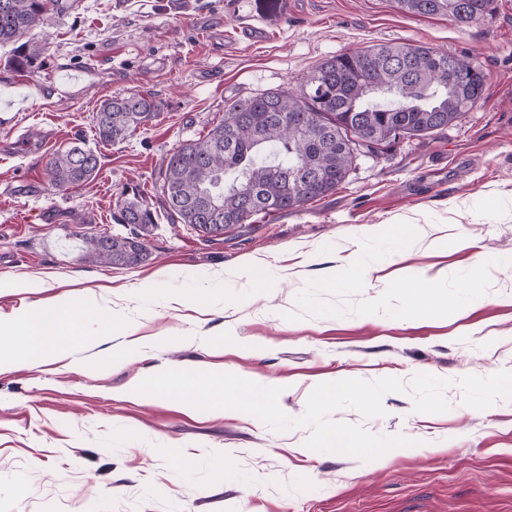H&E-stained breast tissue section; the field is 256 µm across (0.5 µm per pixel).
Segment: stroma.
Returning a JSON list of instances; mask_svg holds the SVG:
<instances>
[{"instance_id": "1", "label": "stroma", "mask_w": 512, "mask_h": 512, "mask_svg": "<svg viewBox=\"0 0 512 512\" xmlns=\"http://www.w3.org/2000/svg\"><path fill=\"white\" fill-rule=\"evenodd\" d=\"M249 25L265 38L244 39ZM31 36L46 43L40 68H15L0 47V313L68 293L135 323L137 347L86 341L0 373V512H512V398L478 388L512 372V266L493 267L487 292L442 318L283 317L307 280L391 219L414 218L448 243L382 264L361 299L403 276L434 282L512 254V0H492L466 26L395 0H79L47 12ZM391 40L467 56L486 75L482 97L448 127L357 155L322 199L257 215L223 239L170 219L163 162L223 120L225 105L298 90L325 60ZM131 93L150 96L157 117L101 143L94 113ZM77 143L99 170L56 190L46 163ZM133 196L156 216L147 261L85 260L83 236H134L117 221L118 201ZM257 261L282 270L262 296L245 274ZM23 278L50 286L15 288ZM147 279L156 287L140 293ZM88 358L95 371L80 368ZM200 365L280 388L294 419L333 378H444L449 409L422 414L389 392L384 416L336 411L411 440L363 461L308 448L307 426L276 431L241 411L127 393L153 369Z\"/></svg>"}]
</instances>
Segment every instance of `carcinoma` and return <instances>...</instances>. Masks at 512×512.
I'll return each instance as SVG.
<instances>
[{"mask_svg": "<svg viewBox=\"0 0 512 512\" xmlns=\"http://www.w3.org/2000/svg\"><path fill=\"white\" fill-rule=\"evenodd\" d=\"M76 0H0V45H16L13 63L40 65L45 47L24 40L50 9ZM491 0H398L410 14L456 18L459 8L484 15ZM459 78L448 80V70ZM486 75L467 58L431 47L387 42L320 64L299 92H263L224 107V120L200 141L177 147L162 170L167 213L209 240L259 214L299 208L345 180L359 151H382L397 141L443 129L484 92ZM157 104L140 94L104 100L93 115L99 140H123L156 116ZM99 159L73 146L46 164L51 184L69 188L96 176ZM133 237H83L85 258L138 265L148 257L153 211L135 198L119 205Z\"/></svg>", "mask_w": 512, "mask_h": 512, "instance_id": "obj_1", "label": "carcinoma"}]
</instances>
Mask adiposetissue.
<instances>
[{"label":"adipose tissue","mask_w":512,"mask_h":512,"mask_svg":"<svg viewBox=\"0 0 512 512\" xmlns=\"http://www.w3.org/2000/svg\"><path fill=\"white\" fill-rule=\"evenodd\" d=\"M96 325L95 340L128 335L131 324L63 294L9 315L0 314V370L9 366L10 351L39 363L85 338L86 325Z\"/></svg>","instance_id":"ef3b65f1"}]
</instances>
